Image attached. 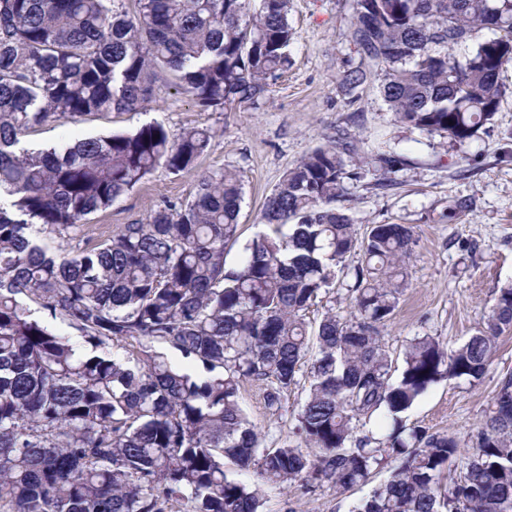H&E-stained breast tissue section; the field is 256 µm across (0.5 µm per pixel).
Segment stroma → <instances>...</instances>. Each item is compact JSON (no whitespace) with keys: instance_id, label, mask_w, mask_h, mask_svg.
I'll use <instances>...</instances> for the list:
<instances>
[{"instance_id":"1","label":"stroma","mask_w":512,"mask_h":512,"mask_svg":"<svg viewBox=\"0 0 512 512\" xmlns=\"http://www.w3.org/2000/svg\"><path fill=\"white\" fill-rule=\"evenodd\" d=\"M289 19L296 31L291 65L271 79L267 100L238 104L228 112L204 110L190 97L163 88L139 111L50 122L26 135L27 145L44 148L131 132L147 123L173 134L192 127L213 132L194 172L156 170L110 208L89 215L83 238H57L54 247L75 250L86 238L144 220L163 201L191 199L198 174L228 168L243 180L239 236L225 253L232 268L262 229L266 197L304 155L335 137L357 146L375 142L404 156L406 165L388 175L376 164L361 162L359 154H346L347 168L357 177L346 181L339 206L358 233L376 224H408L416 237L398 307L380 340L394 355L416 336L435 337L450 348L463 344L482 326L497 289L512 283V62L501 71L506 94L493 120L460 145L397 122L381 96L379 76L353 92L343 87L344 71L360 62L347 38L350 0H290ZM360 260V252L351 253L345 267L337 270L330 293L307 310V321L319 322L330 310L349 315L347 289ZM508 372L512 331L499 337L481 380L441 379L404 413V421L453 436L462 455H471V439L499 378ZM307 388L306 378H299L275 413L265 404L264 383L250 381L242 385L239 403L266 444H278L293 440L295 416ZM390 471V465H383L367 483L343 493L324 488L312 496L296 486L286 491L268 486L264 512H351Z\"/></svg>"}]
</instances>
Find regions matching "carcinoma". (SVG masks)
<instances>
[{"label": "carcinoma", "mask_w": 512, "mask_h": 512, "mask_svg": "<svg viewBox=\"0 0 512 512\" xmlns=\"http://www.w3.org/2000/svg\"><path fill=\"white\" fill-rule=\"evenodd\" d=\"M352 10L351 42L382 75L397 121L461 144L492 121L512 61V0H353ZM288 11L289 0H0V194L11 198L0 203V512H261L267 484L348 491L389 459L390 478L351 512H512V373L449 487L456 439L402 423L441 378L486 374L512 330V284L462 345L416 336L395 366L379 328L399 303L415 234L376 224L357 237L336 207L351 177L345 145L316 148L286 173L234 268L224 253L237 239L242 183L226 168L201 174L192 199L71 254L40 237L80 236L88 215L160 167L191 171L212 132L148 123L47 149L25 147L24 136L137 111L162 83L204 110L254 103L288 67ZM486 29L498 37L480 39ZM367 80L361 67L343 77L352 91ZM370 158L388 172L404 162L380 147ZM356 249L354 311L308 322ZM134 344V356L114 352ZM303 367L295 429L313 455L266 445L239 404L243 383L258 381L280 410ZM380 410L388 432L357 435Z\"/></svg>", "instance_id": "obj_1"}]
</instances>
